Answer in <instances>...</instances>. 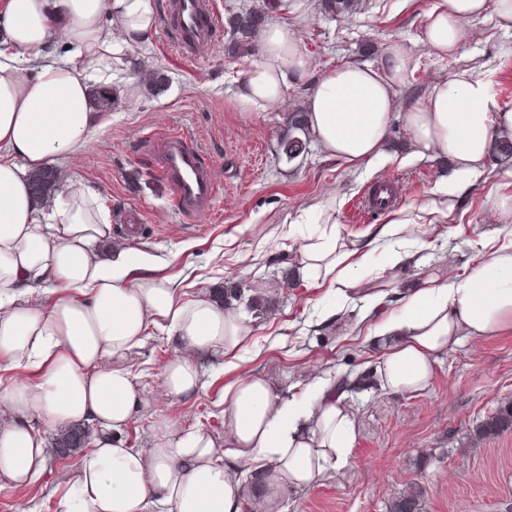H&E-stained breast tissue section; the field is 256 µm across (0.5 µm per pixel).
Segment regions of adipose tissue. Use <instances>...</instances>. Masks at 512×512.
Here are the masks:
<instances>
[{
    "label": "adipose tissue",
    "mask_w": 512,
    "mask_h": 512,
    "mask_svg": "<svg viewBox=\"0 0 512 512\" xmlns=\"http://www.w3.org/2000/svg\"><path fill=\"white\" fill-rule=\"evenodd\" d=\"M491 16L512 29V0H431L424 44L445 56L462 45L466 21ZM156 26L154 0H0V358L18 378L0 386V486L22 487L45 468V435L86 423L95 430L56 512H243L246 491L276 512L286 489L314 484L338 467L356 439L336 381L308 369L305 395L284 399L268 376L224 388V434L175 433L156 422L151 447L124 432L144 402L124 360L150 327L167 329L180 352L162 371L165 396L187 399L200 386L198 362L238 350L251 334L236 310L207 299L180 300L152 274L150 257L96 248L110 236L95 190L69 183L51 209L39 208L29 176L57 157L77 159L97 120L95 84H111L123 54ZM261 61L239 81L243 103H280L289 81L310 76L295 30L273 22L259 35ZM413 69L402 45L379 66L341 64L319 73L305 123L330 156L359 166L384 157L402 123L416 158L450 161L459 184L485 166L493 143L512 135V109L488 82L463 71L436 83L425 101L399 106L396 86ZM410 221L394 218L376 235L389 268L412 259ZM370 250L340 243L334 224L309 237L300 271L317 287L359 288ZM512 332V240L448 280L408 290L369 331L383 351L375 372L391 393L425 389L434 357L461 338ZM252 466L244 488L240 462Z\"/></svg>",
    "instance_id": "adipose-tissue-1"
}]
</instances>
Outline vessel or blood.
Segmentation results:
<instances>
[{"label": "vessel or blood", "instance_id": "obj_1", "mask_svg": "<svg viewBox=\"0 0 512 512\" xmlns=\"http://www.w3.org/2000/svg\"><path fill=\"white\" fill-rule=\"evenodd\" d=\"M163 23L177 45L193 54L212 46L219 31L208 0H170ZM153 150L163 178L174 193L177 210L188 215L208 210L215 183L197 149L183 135L171 134L154 141ZM393 199L391 186L383 181L368 191L363 206L375 211L390 205Z\"/></svg>", "mask_w": 512, "mask_h": 512}]
</instances>
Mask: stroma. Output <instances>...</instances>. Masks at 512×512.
Returning <instances> with one entry per match:
<instances>
[{"mask_svg": "<svg viewBox=\"0 0 512 512\" xmlns=\"http://www.w3.org/2000/svg\"><path fill=\"white\" fill-rule=\"evenodd\" d=\"M430 0H362L350 19L330 17L321 0H303V14L288 15L315 72L339 64H379L396 43L404 44L415 68L398 87L400 103L425 100L435 82L474 70L490 85L502 107L512 109V30L492 18L466 23V38L454 54H431L423 38ZM220 37L204 54L180 50L163 26L148 42L131 49L169 78L163 89L147 88L139 73L123 68L114 86L107 122L93 129L78 160H56L61 181L79 180L95 189L110 215L113 244L133 256L153 259L160 277L174 282L183 299L212 298L215 289L236 282L264 300L262 314H248L252 334L245 348L200 361L201 387L191 399L166 397L161 373L178 348L165 332L151 329L141 350L126 358L146 404L125 432L129 445L149 447L159 418L176 430L224 432V388L253 372L275 378L283 396L300 393V369L318 365L337 382L369 376L380 349L367 341V327L380 317L367 312L362 291L351 301L297 275L305 240L323 227L320 208H330L336 229L349 242L368 241L397 215L417 220L408 248L417 261L400 270L372 262L366 282L392 283L404 293L426 277L460 274L478 261L495 227L488 221L496 199L512 193V161L488 159L468 190L444 189L453 177L448 161L408 157L409 143L394 125L388 156L352 167L309 143L286 161L280 139L288 116L302 108L310 84L289 83L286 106L253 108L238 99L243 72L258 54L236 56ZM181 132L192 140L216 181L210 211L179 214L171 188L151 152L154 139ZM399 189V202L385 211L356 216L359 200L378 179ZM141 215L137 239L118 224L124 210ZM336 315L324 319V309ZM357 426L346 464L328 470L315 484L287 490L278 512H388V504L409 484L424 490L423 512H512V431L481 440L476 425L512 400V333L462 339L437 354L424 391L391 395L375 385L340 394ZM80 457H49L43 475L20 488H0V512H55L65 477Z\"/></svg>", "mask_w": 512, "mask_h": 512, "instance_id": "35a3bbf8", "label": "stroma"}]
</instances>
